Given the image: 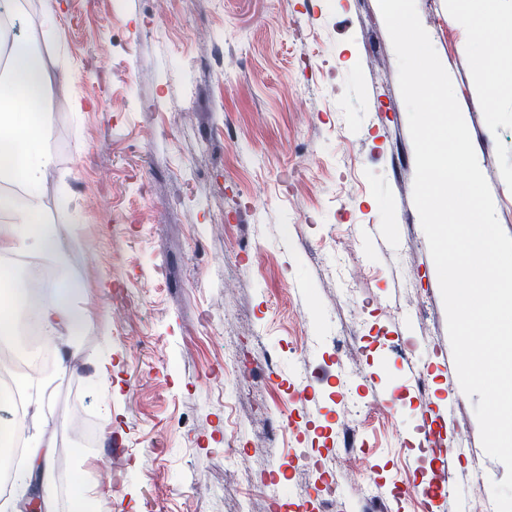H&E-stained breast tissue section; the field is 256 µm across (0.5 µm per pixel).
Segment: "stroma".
<instances>
[{
  "label": "stroma",
  "instance_id": "1",
  "mask_svg": "<svg viewBox=\"0 0 512 512\" xmlns=\"http://www.w3.org/2000/svg\"><path fill=\"white\" fill-rule=\"evenodd\" d=\"M15 0L52 76L45 216L68 235L65 272L94 327L49 369L41 429L66 469L52 489L70 512L110 463L100 512H366L338 475L336 504L297 470L357 441L385 486L412 483L420 403L453 409L482 452L478 397L449 387L436 267L413 200L415 158L395 52L378 0ZM447 70L498 221L512 235V0H482L501 41L487 88L481 33L416 0ZM377 225L379 238L362 227ZM412 319L409 336L396 326ZM409 358L424 384L401 370ZM330 369L299 395L298 369ZM395 400L393 418L340 430L348 397ZM122 452L81 447L85 420ZM248 454L236 478L235 452ZM467 459L449 481L472 502L502 480Z\"/></svg>",
  "mask_w": 512,
  "mask_h": 512
}]
</instances>
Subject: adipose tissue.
Returning a JSON list of instances; mask_svg holds the SVG:
<instances>
[{
	"label": "adipose tissue",
	"instance_id": "ef3b65f1",
	"mask_svg": "<svg viewBox=\"0 0 512 512\" xmlns=\"http://www.w3.org/2000/svg\"><path fill=\"white\" fill-rule=\"evenodd\" d=\"M51 75L35 37L10 35L0 25V150L12 149L0 163V184L21 182L22 195L0 194V255H25L63 266L65 251L59 225L43 217L42 183L54 165L46 141L50 129ZM80 284L66 274L39 280L0 265V341L17 338L35 323L50 343L66 337L76 345L88 326L79 306Z\"/></svg>",
	"mask_w": 512,
	"mask_h": 512
}]
</instances>
